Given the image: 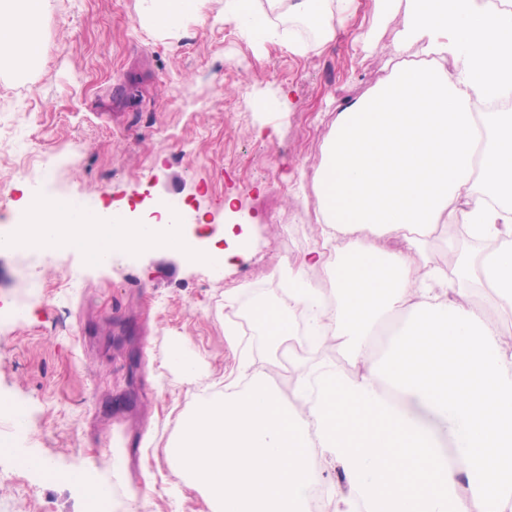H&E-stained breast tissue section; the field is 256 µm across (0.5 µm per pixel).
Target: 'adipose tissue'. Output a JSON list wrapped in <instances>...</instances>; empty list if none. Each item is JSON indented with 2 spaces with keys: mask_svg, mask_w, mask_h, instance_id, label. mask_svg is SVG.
I'll return each instance as SVG.
<instances>
[{
  "mask_svg": "<svg viewBox=\"0 0 512 512\" xmlns=\"http://www.w3.org/2000/svg\"><path fill=\"white\" fill-rule=\"evenodd\" d=\"M155 29L202 18L204 0H139ZM49 0H0V61L27 65ZM357 0H224V20L268 40L288 15L328 43ZM401 14L400 41L425 60L395 63L368 95L344 106L318 170L321 243L287 266L272 298L249 310L269 352L242 350L223 394L181 416L166 454L174 477L212 512H307L313 451L332 454L346 485L331 512H512V0H373L376 22ZM77 199L28 200L18 233L77 245L96 266L144 248L223 263L177 220L137 224ZM491 242L453 265L424 258L442 224ZM402 240L387 249L378 237ZM327 271L324 280L311 269ZM305 333L341 354L311 366L290 358L293 388L273 378L287 340Z\"/></svg>",
  "mask_w": 512,
  "mask_h": 512,
  "instance_id": "adipose-tissue-1",
  "label": "adipose tissue"
}]
</instances>
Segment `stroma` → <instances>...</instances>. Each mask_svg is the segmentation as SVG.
Masks as SVG:
<instances>
[{"label":"stroma","mask_w":512,"mask_h":512,"mask_svg":"<svg viewBox=\"0 0 512 512\" xmlns=\"http://www.w3.org/2000/svg\"><path fill=\"white\" fill-rule=\"evenodd\" d=\"M204 13L156 31L138 0H51L33 62L0 63V234L25 197L65 195L144 217L177 199L199 219L197 239L229 228L247 242L217 268L150 249L105 269L76 249L0 252V396L31 427L12 434L0 413V512H94L67 480L86 471L110 484L112 512L133 488L139 512H211L171 472L179 416L236 366L227 322L320 244L314 175L340 106L396 61L421 59L418 46L396 48L395 18L376 46L356 43L372 0L326 45L284 19L293 42L254 43L225 23L224 0ZM229 288L240 291L232 308ZM17 303L21 321L4 314ZM183 344L204 359L193 383L169 365ZM30 457L44 469L22 466Z\"/></svg>","instance_id":"35a3bbf8"}]
</instances>
